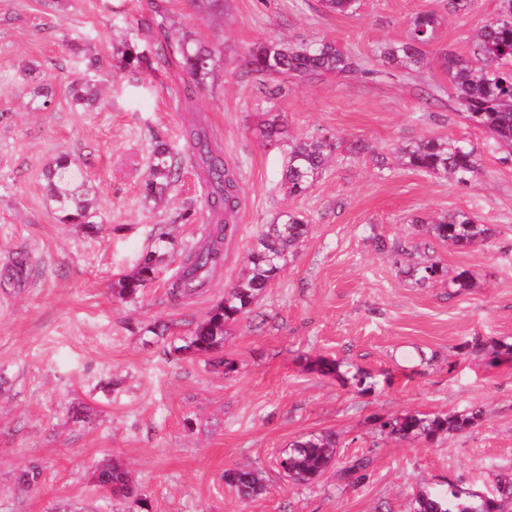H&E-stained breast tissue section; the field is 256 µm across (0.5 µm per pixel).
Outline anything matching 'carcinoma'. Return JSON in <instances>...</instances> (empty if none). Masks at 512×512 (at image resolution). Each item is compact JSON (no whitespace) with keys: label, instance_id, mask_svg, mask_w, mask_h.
I'll return each instance as SVG.
<instances>
[{"label":"carcinoma","instance_id":"carcinoma-1","mask_svg":"<svg viewBox=\"0 0 512 512\" xmlns=\"http://www.w3.org/2000/svg\"><path fill=\"white\" fill-rule=\"evenodd\" d=\"M439 20L427 12L417 15L408 25L405 36L378 47V57L384 64L419 72L429 64L422 47L432 42ZM157 39L156 56L176 57L180 68L189 80L200 86L207 84L219 67L216 50L208 48L189 31L179 35L170 33L162 21ZM440 63L448 80L456 90V97L463 118L475 128L490 134L498 144L512 148V0H503L501 12L486 22L473 38L470 55L444 53ZM246 66L250 71L274 75L292 73L300 77L320 73L348 74L355 65L346 53L332 41L318 43L282 42L279 40L257 43L250 50ZM72 103L77 108L92 105L99 95L98 85L77 81L70 90ZM186 150L202 162L204 181L209 185L206 204L214 222L208 240L202 247L189 249L183 256L182 275L170 283L169 295L175 301L190 298L208 286L210 279L221 265L224 256V239L231 232L225 220L227 212L234 211L238 200L236 174L224 164L223 156L215 151L205 131L191 128L184 135ZM338 149L331 137L289 146L282 171L281 187L289 196H300L310 187L314 177L327 165L329 157ZM400 165L426 174H444L454 181L466 184L481 171L477 149L471 141L448 136H429L414 141L399 151ZM183 163L182 152L174 150L164 141H158L151 154L148 178L144 184L145 196L157 200L166 195ZM47 200L59 214L60 221L84 224L90 230L94 224V188L87 174L70 163L55 162L49 170L46 185ZM414 223L425 228L431 239L443 245L465 248L483 243L490 229L477 224L466 213L457 212L435 221L424 218ZM307 221L297 212L280 215L279 221L268 225L258 236L246 256V278L225 288L224 301L199 323L183 344H172L168 353L177 356L209 355L224 347L226 326L247 315L267 285L282 271L288 254L308 234ZM379 250L389 254L394 263L420 254L419 262L410 269L415 283L424 286L441 278H448V287L463 288L467 273L461 271L448 277V270L428 242L410 240L386 244L378 242ZM160 255L151 251L137 264L132 273L122 276L114 285V292L121 299L133 298L158 275ZM28 257L16 253L10 264L11 279L25 278ZM485 414L481 407L454 415H427L406 412L380 421V432L399 440L434 438L448 432L464 431ZM336 440L328 433H310L292 441L281 451V469L288 479L309 484L329 467L332 448ZM367 462L354 459L344 469L350 481L361 483L367 478ZM97 480L106 486L114 498L133 499L135 507L145 512L149 504L136 497L135 486L122 464L112 461L99 468ZM225 484L245 496H257L263 490L259 473L249 467L224 470ZM413 512H512V496L500 498L492 504L474 498L468 489L454 484L437 485L419 490L413 499Z\"/></svg>","mask_w":512,"mask_h":512}]
</instances>
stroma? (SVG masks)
I'll return each mask as SVG.
<instances>
[{"label":"stroma","mask_w":512,"mask_h":512,"mask_svg":"<svg viewBox=\"0 0 512 512\" xmlns=\"http://www.w3.org/2000/svg\"><path fill=\"white\" fill-rule=\"evenodd\" d=\"M501 0H359L355 13L319 0H224L222 20L191 0H0V512H134L105 496L97 468L116 460L151 512H410L419 487L457 483L475 491L512 474V357L464 354L461 343H512V159L456 109L439 63L418 74L383 65L376 48L402 39L419 13L441 24L430 55L467 53ZM217 48L208 84L185 91L176 62L156 61L159 18ZM330 40L355 72L304 78L276 74L284 93L265 97L244 59L261 41ZM151 69L122 67L126 49ZM99 57L111 87L88 109L69 88ZM50 106L27 107L35 86ZM279 120L283 142L260 130ZM203 126L240 185L224 264L202 294H168L185 252L212 221L199 169L183 163L165 202L143 185L156 139L184 146ZM430 135L471 140L481 172L470 184L369 154L332 159L305 195L284 196L286 141L332 136L392 154ZM68 157L96 191L97 233L64 224L45 200L46 172ZM191 220H182L185 208ZM300 212L307 238L244 318L230 324L223 355L176 359L168 343L190 335L245 274V257L281 212ZM464 212L491 228L487 244L437 246L465 288L418 287L376 241L425 240L414 218ZM167 234L157 280L135 298L113 294L120 276ZM30 257L27 279L6 275L14 253ZM167 325L166 338L154 327ZM486 416L463 433L431 441L381 435L377 418L408 411ZM336 437L332 466L312 484L285 479L276 463L309 433ZM368 461L351 483L349 461ZM258 470L265 490L246 499L225 469ZM37 468L24 489L16 477Z\"/></svg>","instance_id":"35a3bbf8"}]
</instances>
